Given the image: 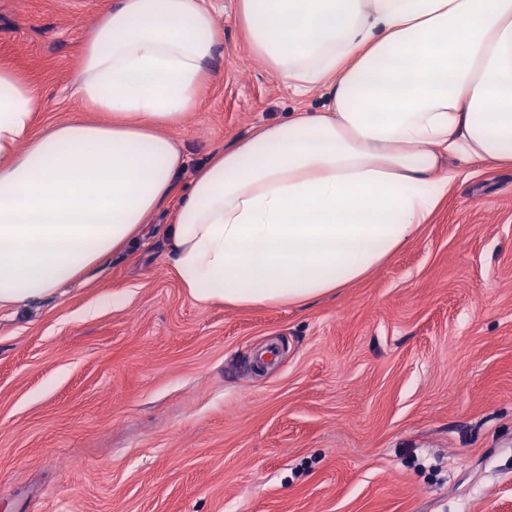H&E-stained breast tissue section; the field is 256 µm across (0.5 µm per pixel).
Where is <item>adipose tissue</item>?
<instances>
[{
    "label": "adipose tissue",
    "mask_w": 512,
    "mask_h": 512,
    "mask_svg": "<svg viewBox=\"0 0 512 512\" xmlns=\"http://www.w3.org/2000/svg\"><path fill=\"white\" fill-rule=\"evenodd\" d=\"M235 21L273 76L328 103L193 170L175 131L219 47L206 0L100 14L76 94L101 122L36 132L35 86L0 63V308L137 247L173 199L159 231L193 300L307 305L430 222L450 159L512 165V0H237Z\"/></svg>",
    "instance_id": "adipose-tissue-1"
}]
</instances>
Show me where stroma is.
Segmentation results:
<instances>
[{
    "mask_svg": "<svg viewBox=\"0 0 512 512\" xmlns=\"http://www.w3.org/2000/svg\"><path fill=\"white\" fill-rule=\"evenodd\" d=\"M109 2L0 0V61L40 126L102 121L75 76ZM209 2L221 51L176 131L193 168L326 102L251 54L236 0ZM471 171L413 242L306 307L197 303L152 229L0 311V512H512V169Z\"/></svg>",
    "mask_w": 512,
    "mask_h": 512,
    "instance_id": "stroma-1",
    "label": "stroma"
}]
</instances>
